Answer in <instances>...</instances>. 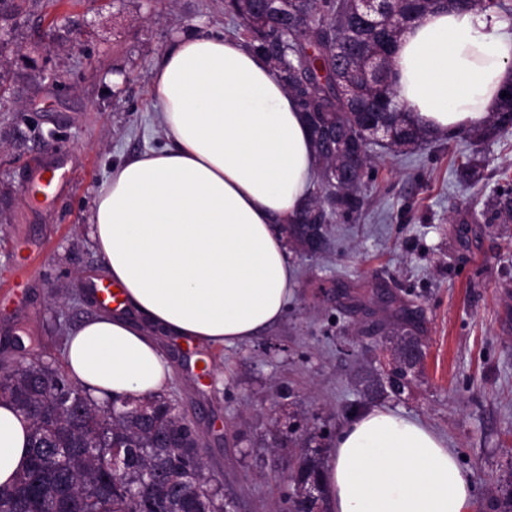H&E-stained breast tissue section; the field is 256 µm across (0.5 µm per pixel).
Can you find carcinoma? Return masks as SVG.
Masks as SVG:
<instances>
[{
  "label": "carcinoma",
  "mask_w": 512,
  "mask_h": 512,
  "mask_svg": "<svg viewBox=\"0 0 512 512\" xmlns=\"http://www.w3.org/2000/svg\"><path fill=\"white\" fill-rule=\"evenodd\" d=\"M263 19L245 0L227 4L241 20V36L252 49L278 63V75L296 98L312 130L319 159L316 191L307 209L284 227L289 243L306 250L328 237V225L345 221L363 205L362 186L370 177L373 156L360 165L348 162L343 145L367 129L366 123H390L396 140L374 142L391 151L414 140H431L395 101L389 80L388 48L408 24L438 8L435 3L397 0L379 28L355 20L352 0H274ZM511 97L483 124L466 135L488 142L512 130ZM483 177L480 160L462 166V178L475 184ZM481 217L488 224L512 222V182L497 187ZM415 311L383 333L395 360L388 376L392 391L403 390L425 351ZM7 400L32 424L27 468L8 486L0 485V512H224V501L204 458L196 448L199 434L168 392L148 399H129L115 412L100 409L92 390L73 379L63 365L40 360H0V400ZM124 460V474L110 470L113 453ZM297 479L288 496L290 507L321 509L320 474L324 449L300 448L292 455ZM150 472L153 480L134 497L124 481ZM491 512H512V484L493 498Z\"/></svg>",
  "instance_id": "cac0c4a2"
}]
</instances>
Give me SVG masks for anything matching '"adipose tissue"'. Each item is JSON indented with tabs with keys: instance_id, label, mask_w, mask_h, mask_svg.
Returning a JSON list of instances; mask_svg holds the SVG:
<instances>
[{
	"instance_id": "obj_1",
	"label": "adipose tissue",
	"mask_w": 512,
	"mask_h": 512,
	"mask_svg": "<svg viewBox=\"0 0 512 512\" xmlns=\"http://www.w3.org/2000/svg\"><path fill=\"white\" fill-rule=\"evenodd\" d=\"M399 105L426 136L478 126L512 86V28L495 12L443 6L394 48ZM162 146L113 165L90 235L123 293L67 338L70 375L96 396L165 391L155 333L209 346L279 322L296 286L282 225L305 208L313 137L272 64L243 40L174 35L153 70ZM31 423L0 401V485L27 463ZM329 512H469L473 486L447 440L386 408L352 417L322 473Z\"/></svg>"
}]
</instances>
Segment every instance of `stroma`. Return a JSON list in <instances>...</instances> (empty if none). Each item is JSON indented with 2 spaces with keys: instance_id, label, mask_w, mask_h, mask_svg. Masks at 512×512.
I'll return each instance as SVG.
<instances>
[{
  "instance_id": "35a3bbf8",
  "label": "stroma",
  "mask_w": 512,
  "mask_h": 512,
  "mask_svg": "<svg viewBox=\"0 0 512 512\" xmlns=\"http://www.w3.org/2000/svg\"><path fill=\"white\" fill-rule=\"evenodd\" d=\"M53 25L55 49L37 80L21 79V54ZM230 35L224 0H60L27 6L0 29V339L21 337L27 357L63 359L68 330L98 309L85 303L102 265L89 234L95 194L121 158L161 143L153 127V67L176 33ZM69 177L51 199L29 202L28 180L53 145ZM483 178L465 186L472 153ZM364 205L333 225L320 255L291 250L297 287L283 320L252 340L213 348L162 336L169 386L193 419L227 512H285L289 449L332 448L356 413L387 407L418 419L455 448L475 489L472 512H490L512 476V223L475 220L512 177V138L478 146L434 140L428 149L376 152ZM349 281L359 306L330 293ZM389 289L419 309L425 358L404 392L368 397L362 377L393 366L361 318Z\"/></svg>"
}]
</instances>
